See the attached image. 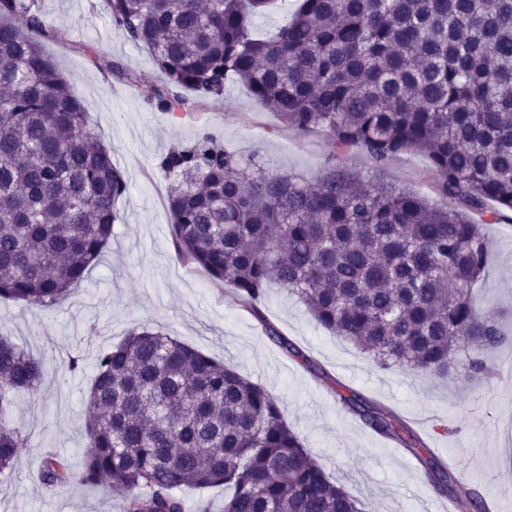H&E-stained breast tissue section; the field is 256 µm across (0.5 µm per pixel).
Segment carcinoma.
<instances>
[{
    "instance_id": "1",
    "label": "carcinoma",
    "mask_w": 512,
    "mask_h": 512,
    "mask_svg": "<svg viewBox=\"0 0 512 512\" xmlns=\"http://www.w3.org/2000/svg\"><path fill=\"white\" fill-rule=\"evenodd\" d=\"M112 22L164 75L149 100L191 111L246 85L285 123L319 132L330 154L309 180L270 172L211 134L161 159L177 255L231 285L253 313L278 285L381 369L474 380L509 341L473 285L489 260L487 224L512 213V0H297L273 36L254 19L270 0H108ZM34 0H0V299L60 305L99 261L127 192L83 99L34 33ZM191 90L193 97L184 91ZM417 151L442 201L353 172ZM41 361L0 337V474L26 435L13 395ZM350 411L414 455L430 483L484 512L485 498L419 434L360 393ZM87 442L74 475L48 456L40 480L108 482L123 512H184L182 487L224 486V512H367L310 456L260 385L148 327L96 358Z\"/></svg>"
}]
</instances>
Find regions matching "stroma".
Returning <instances> with one entry per match:
<instances>
[{
	"label": "stroma",
	"instance_id": "obj_1",
	"mask_svg": "<svg viewBox=\"0 0 512 512\" xmlns=\"http://www.w3.org/2000/svg\"><path fill=\"white\" fill-rule=\"evenodd\" d=\"M36 4L49 22L38 40L82 97L128 191L116 204L120 218L100 263L60 307L0 299V336L45 366L37 390L13 396L10 417L28 442L13 475L0 478V512H119L109 483L73 480L49 487L39 473L51 451L81 467L84 394L96 357L142 326L163 330L263 386L309 454L374 512H421L438 494L412 456L343 405L342 386L392 410L436 456L458 461V479L482 496H497L499 512H512V382L380 369L368 354L317 325L287 290L269 288L253 314L230 287L176 255L170 181L160 168L170 149L209 133L243 157L312 179L324 168L325 137L284 124L236 81L227 83L223 97L201 101L192 111H159L146 100L149 85L159 81L151 54L113 24L107 0ZM381 178L430 202L441 200L430 162L420 153L394 156ZM486 234L491 263L473 294L503 313V329L512 335V223L487 225ZM283 338L301 358L285 352ZM72 355L83 364L76 375L66 369Z\"/></svg>",
	"mask_w": 512,
	"mask_h": 512
}]
</instances>
